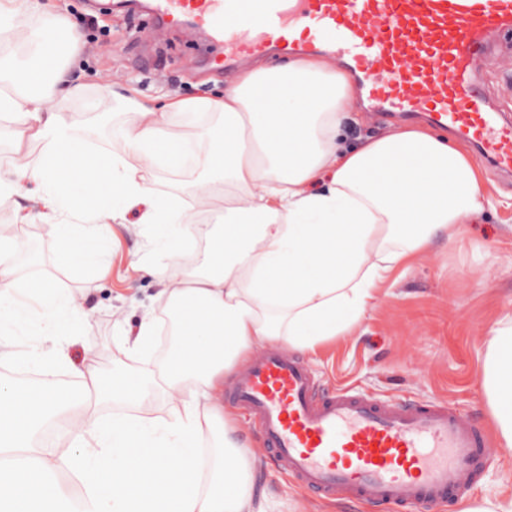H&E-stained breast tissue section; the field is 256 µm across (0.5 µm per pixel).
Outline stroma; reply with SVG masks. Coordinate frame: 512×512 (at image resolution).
<instances>
[{"instance_id": "35a3bbf8", "label": "stroma", "mask_w": 512, "mask_h": 512, "mask_svg": "<svg viewBox=\"0 0 512 512\" xmlns=\"http://www.w3.org/2000/svg\"><path fill=\"white\" fill-rule=\"evenodd\" d=\"M39 2V11H21V24L0 40V57L17 62L28 57L32 47L25 39L26 18L42 25L60 15L70 21L82 42L67 76L95 101L93 111H85L79 102L71 109L77 123L95 126L97 136L88 146L97 155L119 148L126 97L149 105L170 97H216L235 73L250 69L246 63L216 68L212 54L181 27L151 32L148 16H127L117 0ZM481 70L489 101L512 114V34L495 44ZM479 172L493 206L464 225L452 244L396 270L354 335L298 354L322 389L351 387L379 400L445 401L477 425L485 437L487 466L468 494L431 512H464L512 496V459L489 436L492 416L483 386L490 334L512 314V179L485 166ZM18 208L32 216L31 223L14 224L18 243L22 250L40 254L39 264L19 261V275L46 278L81 295L89 327L84 335L68 337L67 361L50 370L15 360V353L26 348L24 337L0 341V350L11 354L0 362V375L48 376L71 384L72 371L81 367L89 347L99 369L111 371L122 332L137 329L144 318L161 319L165 311L161 287L151 272L158 260L149 245L152 229L142 224L141 207L128 209L123 223L106 228L112 248L103 257L109 268L105 275L85 269L78 259H61L42 218L45 204L38 193L0 205V224L14 223ZM227 428L254 453L268 512H402L322 498L288 478L240 415H233Z\"/></svg>"}]
</instances>
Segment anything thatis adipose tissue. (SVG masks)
Returning <instances> with one entry per match:
<instances>
[{"label": "adipose tissue", "mask_w": 512, "mask_h": 512, "mask_svg": "<svg viewBox=\"0 0 512 512\" xmlns=\"http://www.w3.org/2000/svg\"><path fill=\"white\" fill-rule=\"evenodd\" d=\"M28 41L22 65L0 59V118L42 154L13 164L0 199L37 185L61 252L94 269L108 245L104 226L144 205L161 256L154 274L179 317L154 368L124 363L107 375L89 357L75 391L0 379V512H267L246 445L214 438L225 366L255 341L312 350L353 333L396 266L451 241L484 210L475 162L425 128L345 147L351 85L302 57L229 81L219 98L160 108L128 100L119 152L86 163L67 112L83 90L61 83L78 35L60 17ZM191 155L203 174L190 199L158 194L151 171L181 168ZM189 204L201 214L223 205L224 223L204 256L207 273L182 277ZM16 251V235L0 228V335L35 325L52 348L27 359L65 361L64 337L86 330L88 316L71 292H31L15 274ZM484 385L494 437L512 449V317L488 342ZM159 396L169 403L159 421L108 423L98 408L107 398L143 407Z\"/></svg>", "instance_id": "obj_1"}]
</instances>
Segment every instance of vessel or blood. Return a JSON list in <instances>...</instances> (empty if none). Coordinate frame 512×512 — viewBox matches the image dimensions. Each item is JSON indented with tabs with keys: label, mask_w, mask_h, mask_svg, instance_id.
<instances>
[{
	"label": "vessel or blood",
	"mask_w": 512,
	"mask_h": 512,
	"mask_svg": "<svg viewBox=\"0 0 512 512\" xmlns=\"http://www.w3.org/2000/svg\"><path fill=\"white\" fill-rule=\"evenodd\" d=\"M131 0L157 21L186 24L237 63L272 53L325 54L369 111L423 117L512 170V118L483 98L478 60L512 31V0ZM288 475L323 497L428 512L483 466L482 434L445 402L321 392L300 360L271 349L228 392Z\"/></svg>",
	"instance_id": "b4317fda"
}]
</instances>
